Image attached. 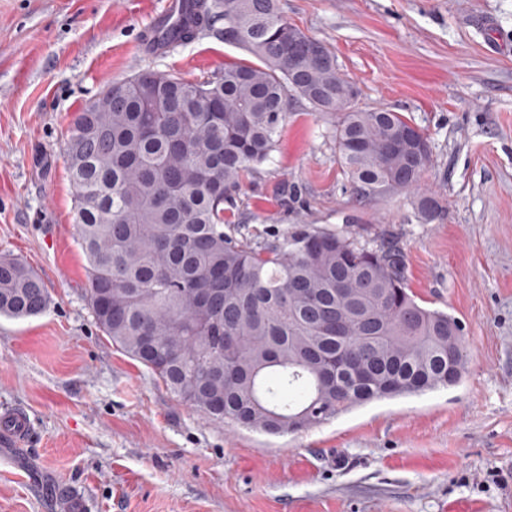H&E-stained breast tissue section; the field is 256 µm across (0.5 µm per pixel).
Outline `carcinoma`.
<instances>
[{"label":"carcinoma","mask_w":512,"mask_h":512,"mask_svg":"<svg viewBox=\"0 0 512 512\" xmlns=\"http://www.w3.org/2000/svg\"><path fill=\"white\" fill-rule=\"evenodd\" d=\"M170 29L185 45L224 22L250 56L204 81L142 71L106 84L67 137L87 303L112 345L205 417L270 434L322 424L374 399L457 384L463 328L421 306L402 251L303 224L235 237L225 204L275 151L296 96L333 120L341 167L371 200L418 187L432 163L410 119L351 100L326 44L279 0H193ZM442 207L419 201L426 222ZM49 294L20 258H0V316L37 317Z\"/></svg>","instance_id":"obj_1"}]
</instances>
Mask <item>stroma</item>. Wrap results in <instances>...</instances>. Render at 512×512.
<instances>
[{
	"mask_svg": "<svg viewBox=\"0 0 512 512\" xmlns=\"http://www.w3.org/2000/svg\"><path fill=\"white\" fill-rule=\"evenodd\" d=\"M163 0H0V256L50 296L0 317V512H512V0H279L324 41L365 108L402 113L433 162L420 192L357 201L331 123L298 99L269 161L228 208L239 235L348 228L397 244L419 304L464 326L459 384L352 407L269 435L204 418L117 350L85 300L67 131L103 86L190 80L243 51L209 33L142 47ZM440 220L416 218L420 195Z\"/></svg>",
	"mask_w": 512,
	"mask_h": 512,
	"instance_id": "stroma-1",
	"label": "stroma"
}]
</instances>
